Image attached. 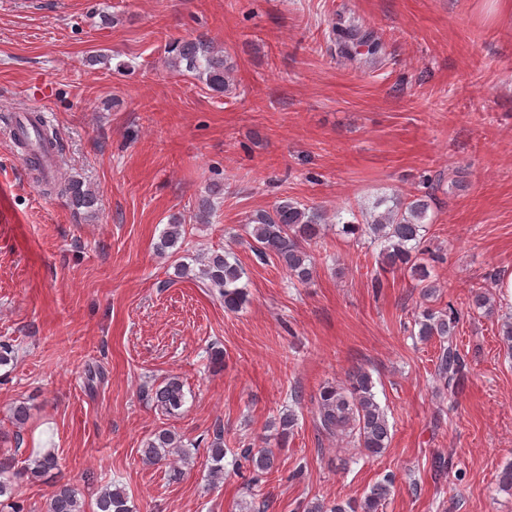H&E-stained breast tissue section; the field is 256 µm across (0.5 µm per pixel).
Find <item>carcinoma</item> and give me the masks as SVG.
I'll list each match as a JSON object with an SVG mask.
<instances>
[{"label": "carcinoma", "instance_id": "carcinoma-1", "mask_svg": "<svg viewBox=\"0 0 512 512\" xmlns=\"http://www.w3.org/2000/svg\"><path fill=\"white\" fill-rule=\"evenodd\" d=\"M165 65L177 72L182 70L205 79L207 86L215 92H224L233 81L232 69L227 66L224 51L206 38L175 41L169 45ZM38 124V145L23 143L27 164L35 171H42L40 150L59 145L56 132L50 130L42 120ZM51 189L66 198L76 208H89L94 204V194L82 188L78 181L53 183ZM427 200L411 195L393 198L392 207L381 214L371 215L365 224H343V230L352 235L368 234L383 243L380 251L381 264L389 269L404 270L415 281L423 298L436 293L430 274L423 263V256L430 253L426 239ZM252 247L259 259L274 257L286 269L290 279L306 283L313 273L311 245L318 243L326 231V220L322 212L297 201L284 200L270 211L253 214L247 223ZM183 234V224L173 221L161 236L157 250L165 252L176 246ZM230 254L213 252L206 256L199 269L201 283L218 292L224 299V309L236 312L247 301L246 286L242 284L245 270ZM470 308L486 314L494 311L491 297L482 287L471 290ZM459 323L458 312L453 306L436 310L425 307L415 315L414 326L422 341L434 337L447 340L453 336ZM467 363L453 344L441 347L437 358L436 375L444 389L456 394L463 387ZM372 376L362 368L348 372L342 385H327L319 390L317 397V427L327 436L347 441L368 456H378L388 447L390 425L387 415L375 399ZM143 396L167 417L182 412L185 392L177 377H169L156 386L143 389ZM297 418L289 410L272 422L280 445H285L288 434L296 425ZM210 474L214 479L224 478V429L216 427L208 442ZM183 462L190 459L183 449L182 441L170 429H159L143 443V461L158 464L172 455ZM241 457L248 463L251 484L256 486L276 468L277 458L270 448L247 447ZM59 469V458L47 450L31 455L27 464L15 469L14 457L7 452L0 454V499L15 497L17 480L30 483L44 480L52 471ZM391 479L374 484L369 492L357 500L334 502H310L304 512H379L390 492ZM97 512H131L124 489L113 486L99 494ZM48 512H84L76 488L68 483L57 485L48 502Z\"/></svg>", "mask_w": 512, "mask_h": 512}]
</instances>
